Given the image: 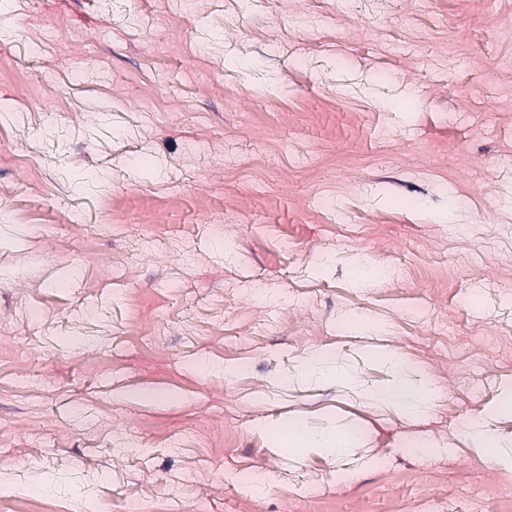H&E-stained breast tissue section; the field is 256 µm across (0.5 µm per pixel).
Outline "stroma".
I'll list each match as a JSON object with an SVG mask.
<instances>
[{"instance_id": "35a3bbf8", "label": "stroma", "mask_w": 512, "mask_h": 512, "mask_svg": "<svg viewBox=\"0 0 512 512\" xmlns=\"http://www.w3.org/2000/svg\"><path fill=\"white\" fill-rule=\"evenodd\" d=\"M1 30L0 482L25 461L65 512L512 497L463 427L512 455V0H0ZM391 352L440 389L422 418L365 396ZM288 438L293 444H298L299 447L312 445L324 448L336 455L346 454L355 447L352 437L343 432L336 430V432L334 431L328 435L315 437L310 435L301 425L292 427L288 432Z\"/></svg>"}]
</instances>
